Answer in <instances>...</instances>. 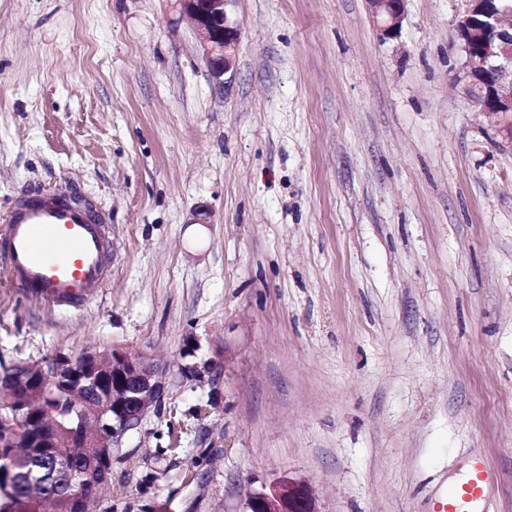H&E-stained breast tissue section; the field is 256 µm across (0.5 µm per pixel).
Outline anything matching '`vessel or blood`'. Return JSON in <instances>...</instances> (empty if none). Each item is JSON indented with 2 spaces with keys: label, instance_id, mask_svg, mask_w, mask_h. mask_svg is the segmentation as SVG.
<instances>
[{
  "label": "vessel or blood",
  "instance_id": "b4317fda",
  "mask_svg": "<svg viewBox=\"0 0 512 512\" xmlns=\"http://www.w3.org/2000/svg\"><path fill=\"white\" fill-rule=\"evenodd\" d=\"M0 223V269L27 296L71 307L94 297L112 272L108 217L63 184L46 195L24 191ZM496 475L476 456L465 475L448 485L430 512H472L485 503Z\"/></svg>",
  "mask_w": 512,
  "mask_h": 512
}]
</instances>
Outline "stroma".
Here are the masks:
<instances>
[{
	"mask_svg": "<svg viewBox=\"0 0 512 512\" xmlns=\"http://www.w3.org/2000/svg\"><path fill=\"white\" fill-rule=\"evenodd\" d=\"M465 0H235L216 83L175 0H0V214L68 180L112 223L76 307L0 272V369L115 346L165 396L95 512H427L484 456L512 512V146L464 91ZM210 218L191 228L199 205ZM372 17L383 34L396 36L404 18L405 0H367ZM244 512H320L310 487L291 478L272 484L268 490L253 493Z\"/></svg>",
	"mask_w": 512,
	"mask_h": 512,
	"instance_id": "35a3bbf8",
	"label": "stroma"
}]
</instances>
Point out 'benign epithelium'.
Listing matches in <instances>:
<instances>
[{"label": "benign epithelium", "instance_id": "7a95c632", "mask_svg": "<svg viewBox=\"0 0 512 512\" xmlns=\"http://www.w3.org/2000/svg\"><path fill=\"white\" fill-rule=\"evenodd\" d=\"M193 23L204 48L212 76L220 84L234 64L241 31L229 6L235 0H176ZM372 17L387 37L398 34L405 0H367ZM457 36L466 53L467 93L481 111L497 119L498 130L512 139V7L504 0H465ZM160 368L143 352L112 348L87 351L72 358L59 356L48 372L16 364L0 372V383L10 384L11 400L52 397L56 389H76L83 395L64 408L47 411L60 416L46 428L38 415L5 419L7 437L1 448H57L60 442L78 443L87 450L81 465L91 470L112 468V445L161 403L165 388ZM244 512H318L310 487L291 478L256 492Z\"/></svg>", "mask_w": 512, "mask_h": 512}]
</instances>
